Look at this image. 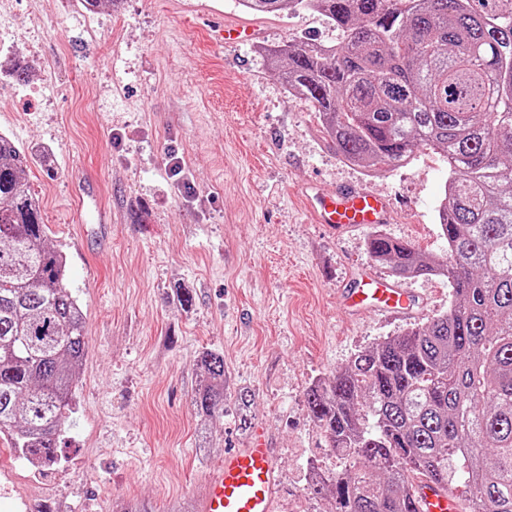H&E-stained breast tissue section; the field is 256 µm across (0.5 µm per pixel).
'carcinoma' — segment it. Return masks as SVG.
<instances>
[{"instance_id": "carcinoma-1", "label": "carcinoma", "mask_w": 512, "mask_h": 512, "mask_svg": "<svg viewBox=\"0 0 512 512\" xmlns=\"http://www.w3.org/2000/svg\"><path fill=\"white\" fill-rule=\"evenodd\" d=\"M255 15L314 10L340 31L269 51L288 91L319 113L337 153L379 172L444 154L438 207L448 249L429 255L380 230L371 257L398 280L442 277L448 311L359 351L305 393L348 466L312 484L333 512H416L423 477L464 512H512V0H239ZM29 155L0 134V435L30 463H60L71 388L85 353L83 312L64 253L24 174ZM200 428L224 413V355L196 357ZM249 392L237 394L251 425Z\"/></svg>"}]
</instances>
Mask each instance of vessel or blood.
<instances>
[{"label": "vessel or blood", "instance_id": "1", "mask_svg": "<svg viewBox=\"0 0 512 512\" xmlns=\"http://www.w3.org/2000/svg\"><path fill=\"white\" fill-rule=\"evenodd\" d=\"M311 207L318 223L338 232L360 226H377L388 220L384 196L362 185L317 191ZM339 300L352 314L368 311L376 301L380 311L412 315L418 302L405 288L387 276L373 273L354 278L340 289ZM278 462L260 427H252L245 447L224 455L219 471L197 493V512H275ZM417 512H463L457 492L431 480L418 483Z\"/></svg>", "mask_w": 512, "mask_h": 512}]
</instances>
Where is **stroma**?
Segmentation results:
<instances>
[{
	"instance_id": "35a3bbf8",
	"label": "stroma",
	"mask_w": 512,
	"mask_h": 512,
	"mask_svg": "<svg viewBox=\"0 0 512 512\" xmlns=\"http://www.w3.org/2000/svg\"><path fill=\"white\" fill-rule=\"evenodd\" d=\"M116 0L97 12L76 0H8L18 36L0 42V133L33 164L50 246L67 256L84 315L85 354L73 426L57 470L34 473L8 440L0 456L11 496L0 512H110L134 499L148 512L193 499L248 433L234 391L255 396L280 466L279 512L302 501L308 458L329 447L304 393L358 351L445 312L446 279L404 286L423 302L414 319H348L336 293L360 271L381 272L369 229L317 224L305 185L373 187L391 200L384 231L440 254L441 153L377 174L344 162L305 99L289 93L268 50L306 34L338 43L320 14L245 12L238 0ZM255 25L257 39L224 45L198 5ZM27 81L11 79L14 61ZM193 295L180 306L178 289ZM224 355V415L201 447L191 398L202 348Z\"/></svg>"
}]
</instances>
